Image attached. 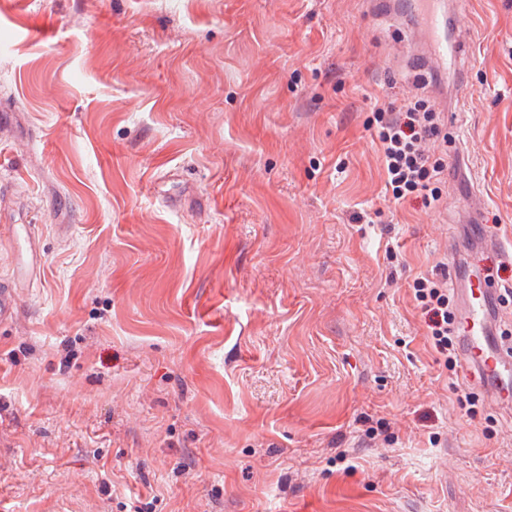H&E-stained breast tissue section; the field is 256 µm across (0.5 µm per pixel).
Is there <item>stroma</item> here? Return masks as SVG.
Segmentation results:
<instances>
[{
  "label": "stroma",
  "mask_w": 512,
  "mask_h": 512,
  "mask_svg": "<svg viewBox=\"0 0 512 512\" xmlns=\"http://www.w3.org/2000/svg\"><path fill=\"white\" fill-rule=\"evenodd\" d=\"M452 154L512 240V0H469ZM367 0H0V512H512V408L415 278L368 124L425 29ZM413 290L432 348L445 357V362L456 366L458 331L455 316L448 309V289L434 277H420L414 281Z\"/></svg>",
  "instance_id": "35a3bbf8"
}]
</instances>
